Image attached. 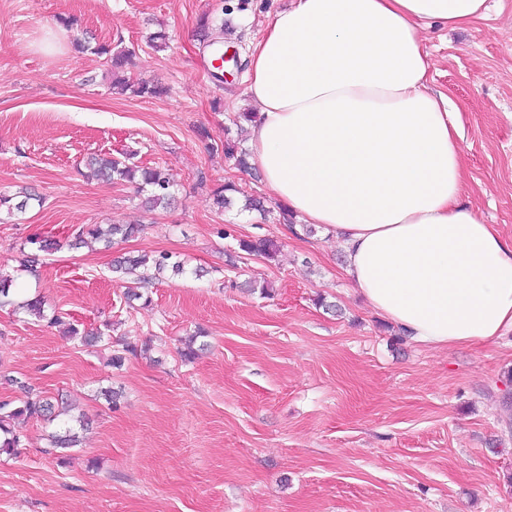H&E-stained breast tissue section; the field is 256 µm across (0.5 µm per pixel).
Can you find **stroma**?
Segmentation results:
<instances>
[{"label": "stroma", "mask_w": 512, "mask_h": 512, "mask_svg": "<svg viewBox=\"0 0 512 512\" xmlns=\"http://www.w3.org/2000/svg\"><path fill=\"white\" fill-rule=\"evenodd\" d=\"M288 2L0 0V193L41 198L0 213V275L64 323L112 326L111 346H88L0 308V400L22 380L76 402L87 424L62 460L46 452L53 425L23 424L21 448L0 452V512H512V332L451 350L397 339L345 277L335 230L290 232L261 175L224 154L225 140L249 145L236 120L249 109L244 64ZM488 5L467 28L435 26L424 46L433 90L460 111L462 200L512 240V0ZM206 14L223 16L239 57L220 85L197 34ZM159 30L162 50L149 42ZM83 37L135 51L131 80L167 94L115 93L105 57L76 49ZM94 153L169 169L175 206L146 213L133 185L85 177ZM225 182L237 192L220 211L211 192ZM248 197L266 214L243 210ZM113 223L144 230L108 250L67 248L75 225ZM47 236L63 248L17 273L27 240ZM253 236L277 242L275 261L238 251ZM158 251L187 274L129 308L113 258ZM195 333L187 362L181 341ZM126 344L140 354L112 367Z\"/></svg>", "instance_id": "stroma-1"}]
</instances>
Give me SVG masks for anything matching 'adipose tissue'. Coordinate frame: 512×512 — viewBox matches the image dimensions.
Wrapping results in <instances>:
<instances>
[{"instance_id":"adipose-tissue-1","label":"adipose tissue","mask_w":512,"mask_h":512,"mask_svg":"<svg viewBox=\"0 0 512 512\" xmlns=\"http://www.w3.org/2000/svg\"><path fill=\"white\" fill-rule=\"evenodd\" d=\"M487 0H291L254 43L250 163L288 211L336 231L345 273L412 341L512 331V241L462 204L455 110L429 86L425 31Z\"/></svg>"}]
</instances>
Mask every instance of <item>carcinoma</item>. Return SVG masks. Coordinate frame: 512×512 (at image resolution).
<instances>
[{
  "instance_id": "cac0c4a2",
  "label": "carcinoma",
  "mask_w": 512,
  "mask_h": 512,
  "mask_svg": "<svg viewBox=\"0 0 512 512\" xmlns=\"http://www.w3.org/2000/svg\"><path fill=\"white\" fill-rule=\"evenodd\" d=\"M200 37L203 44L212 48L222 42L224 38V21L217 23L205 16L200 20ZM100 55L108 57V62L113 71L118 72L132 64L135 52L122 50L117 53L103 45L96 48ZM114 87L120 93H130L136 97H159L166 93V89L157 84L135 83L126 76L117 78ZM224 154L234 160L240 169H247L249 162L248 153L231 141H224ZM86 167L91 174L98 178L108 180H120L135 184L139 195L143 196L142 204L148 211L157 208H165L174 200L178 188L175 176L169 170L160 167H143L129 162V159H118L110 154L91 156L86 161ZM236 190L231 183L216 187L212 192L213 205L220 211L231 205V198L227 192ZM32 200V195L0 194V209H6L7 213H22ZM142 231L140 224H87L72 232V245L77 246L88 242H102L104 246L112 245L114 239L127 240ZM238 250L252 256L262 257L268 261L275 260L279 252V246L268 238H252L237 240ZM169 269L175 274H182L185 270V262L173 258L168 253L138 254L134 256L119 257L112 263V273L116 278L127 283L124 292L126 303L131 305L144 297L142 289L152 279L150 271L158 273ZM17 309L41 320H48L51 325L62 323V318L53 316L46 318L45 301L41 297H35L17 305ZM24 397L14 402L11 400L0 401V450H11L21 445L23 435L16 426V422L31 417H43L48 421L53 420L54 404L46 397L32 393V388L25 383H19ZM77 443L76 433L69 427L50 435V449L53 452L59 448H72Z\"/></svg>"
}]
</instances>
